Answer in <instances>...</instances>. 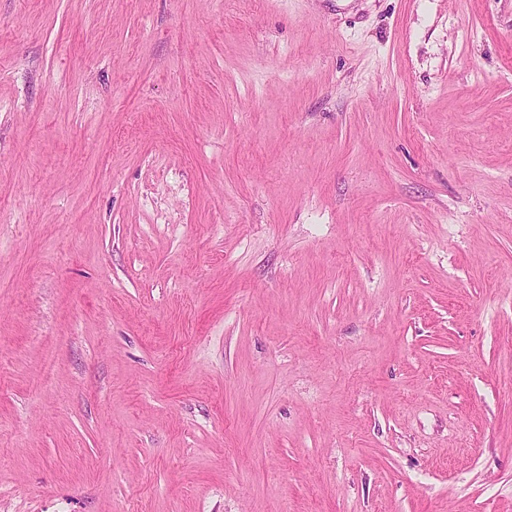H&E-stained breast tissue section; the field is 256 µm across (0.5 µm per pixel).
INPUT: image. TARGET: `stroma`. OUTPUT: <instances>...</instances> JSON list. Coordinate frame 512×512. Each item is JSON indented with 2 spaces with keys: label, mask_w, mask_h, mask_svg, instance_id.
I'll list each match as a JSON object with an SVG mask.
<instances>
[{
  "label": "stroma",
  "mask_w": 512,
  "mask_h": 512,
  "mask_svg": "<svg viewBox=\"0 0 512 512\" xmlns=\"http://www.w3.org/2000/svg\"><path fill=\"white\" fill-rule=\"evenodd\" d=\"M0 512H512V0H0Z\"/></svg>",
  "instance_id": "35a3bbf8"
}]
</instances>
